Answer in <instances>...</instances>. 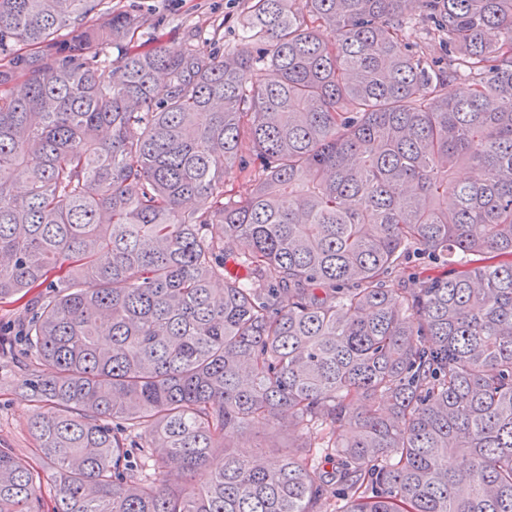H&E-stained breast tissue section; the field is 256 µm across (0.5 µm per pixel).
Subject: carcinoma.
<instances>
[{
	"mask_svg": "<svg viewBox=\"0 0 512 512\" xmlns=\"http://www.w3.org/2000/svg\"><path fill=\"white\" fill-rule=\"evenodd\" d=\"M102 4L0 0V301L52 512H512V0H256L255 51L113 67L143 21ZM410 249L462 270L390 284ZM270 421L320 442L232 449ZM42 507L0 448V512ZM21 304L18 302L0 303V326L1 335H10L8 337L15 340L19 348H24V336L18 335H23L22 327L25 326L28 318Z\"/></svg>",
	"mask_w": 512,
	"mask_h": 512,
	"instance_id": "1",
	"label": "carcinoma"
}]
</instances>
